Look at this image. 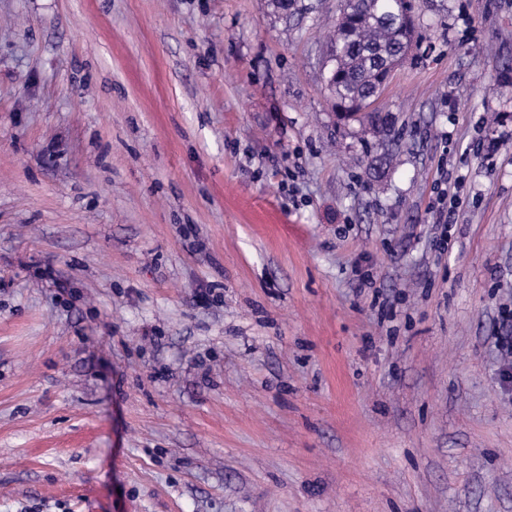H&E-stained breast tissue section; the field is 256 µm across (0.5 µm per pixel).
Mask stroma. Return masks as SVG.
<instances>
[{"instance_id": "1", "label": "stroma", "mask_w": 512, "mask_h": 512, "mask_svg": "<svg viewBox=\"0 0 512 512\" xmlns=\"http://www.w3.org/2000/svg\"><path fill=\"white\" fill-rule=\"evenodd\" d=\"M414 3L386 143L340 0H0V512H512V0Z\"/></svg>"}]
</instances>
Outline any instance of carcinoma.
Masks as SVG:
<instances>
[{
	"label": "carcinoma",
	"instance_id": "1",
	"mask_svg": "<svg viewBox=\"0 0 512 512\" xmlns=\"http://www.w3.org/2000/svg\"><path fill=\"white\" fill-rule=\"evenodd\" d=\"M410 0H343L328 43L325 83L345 121L367 124L369 131H390L387 117L367 110L384 90L387 69L416 47L407 16Z\"/></svg>",
	"mask_w": 512,
	"mask_h": 512
}]
</instances>
